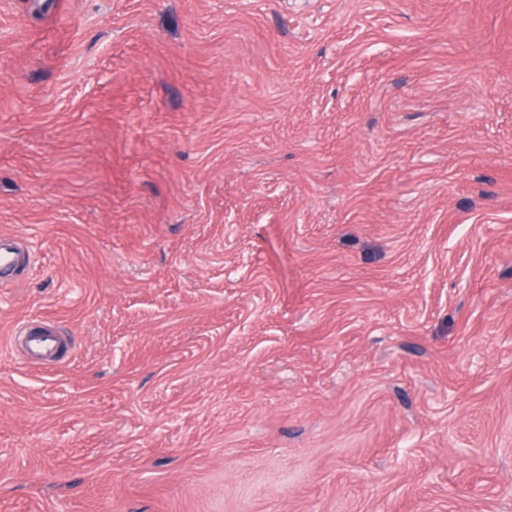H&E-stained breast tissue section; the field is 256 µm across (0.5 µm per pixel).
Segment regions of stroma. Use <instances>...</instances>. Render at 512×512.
I'll list each match as a JSON object with an SVG mask.
<instances>
[{"mask_svg":"<svg viewBox=\"0 0 512 512\" xmlns=\"http://www.w3.org/2000/svg\"><path fill=\"white\" fill-rule=\"evenodd\" d=\"M0 235V512H512V0H0ZM28 262V253L19 242L5 238L0 241V274L8 275ZM31 326L16 332L15 335L23 337L26 341L27 352L30 356H43L52 353L56 348V340L41 332H32Z\"/></svg>","mask_w":512,"mask_h":512,"instance_id":"obj_1","label":"stroma"}]
</instances>
